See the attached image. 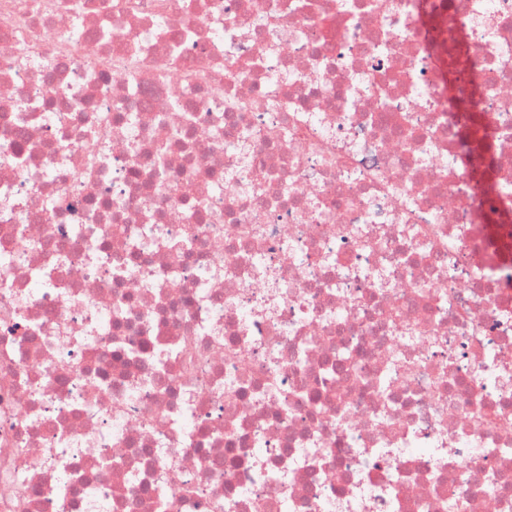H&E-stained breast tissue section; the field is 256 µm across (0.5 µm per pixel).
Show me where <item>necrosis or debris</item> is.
Instances as JSON below:
<instances>
[{
  "instance_id": "4bbe7bcc",
  "label": "necrosis or debris",
  "mask_w": 512,
  "mask_h": 512,
  "mask_svg": "<svg viewBox=\"0 0 512 512\" xmlns=\"http://www.w3.org/2000/svg\"><path fill=\"white\" fill-rule=\"evenodd\" d=\"M497 238L512 0H0V512H512Z\"/></svg>"
}]
</instances>
